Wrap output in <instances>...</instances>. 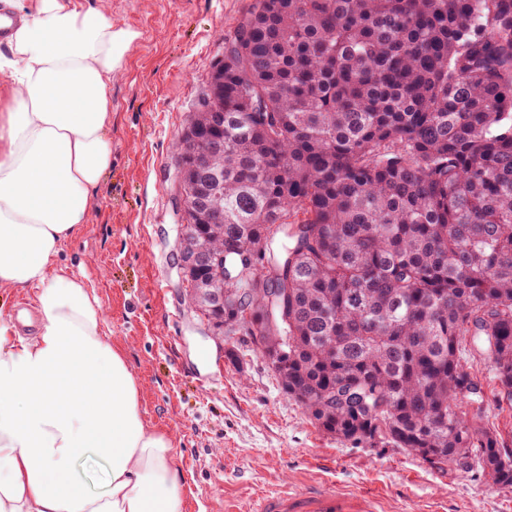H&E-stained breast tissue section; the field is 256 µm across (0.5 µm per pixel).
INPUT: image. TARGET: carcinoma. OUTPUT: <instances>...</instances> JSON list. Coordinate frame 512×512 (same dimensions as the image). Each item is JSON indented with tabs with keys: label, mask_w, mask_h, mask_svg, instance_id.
<instances>
[{
	"label": "carcinoma",
	"mask_w": 512,
	"mask_h": 512,
	"mask_svg": "<svg viewBox=\"0 0 512 512\" xmlns=\"http://www.w3.org/2000/svg\"><path fill=\"white\" fill-rule=\"evenodd\" d=\"M224 119L216 122L213 106ZM188 300L319 431L512 489V0H254L176 146ZM474 371L481 377L483 387L489 396L490 402L487 407L486 415L489 423H493L498 427L503 434L507 435L508 432L512 431V404L496 405L492 400V390L494 387V381L492 380V373L490 368L483 363H474Z\"/></svg>",
	"instance_id": "cac0c4a2"
}]
</instances>
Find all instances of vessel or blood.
I'll list each match as a JSON object with an SVG mask.
<instances>
[{"label":"vessel or blood","instance_id":"obj_1","mask_svg":"<svg viewBox=\"0 0 512 512\" xmlns=\"http://www.w3.org/2000/svg\"><path fill=\"white\" fill-rule=\"evenodd\" d=\"M318 474L307 484L283 482L264 490L242 507L226 500L222 512H382V500L372 491L336 489L326 475V463H318Z\"/></svg>","mask_w":512,"mask_h":512}]
</instances>
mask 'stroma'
Wrapping results in <instances>:
<instances>
[{"instance_id":"obj_1","label":"stroma","mask_w":512,"mask_h":512,"mask_svg":"<svg viewBox=\"0 0 512 512\" xmlns=\"http://www.w3.org/2000/svg\"><path fill=\"white\" fill-rule=\"evenodd\" d=\"M140 37L112 76V165L92 219L60 260L97 296L106 340L134 373L146 425L166 434L184 475V512L249 503L329 460L337 487L376 489L390 512H512V489L391 448L339 442L282 392L251 344L221 341L178 286L174 148L185 119L253 0H79Z\"/></svg>"}]
</instances>
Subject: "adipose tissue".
<instances>
[{"instance_id": "1", "label": "adipose tissue", "mask_w": 512, "mask_h": 512, "mask_svg": "<svg viewBox=\"0 0 512 512\" xmlns=\"http://www.w3.org/2000/svg\"><path fill=\"white\" fill-rule=\"evenodd\" d=\"M0 290L31 288L40 326L0 319V512H182L172 443L146 426L98 298L58 261L112 165V74L138 36L77 0H0ZM104 458L88 492L74 463Z\"/></svg>"}]
</instances>
